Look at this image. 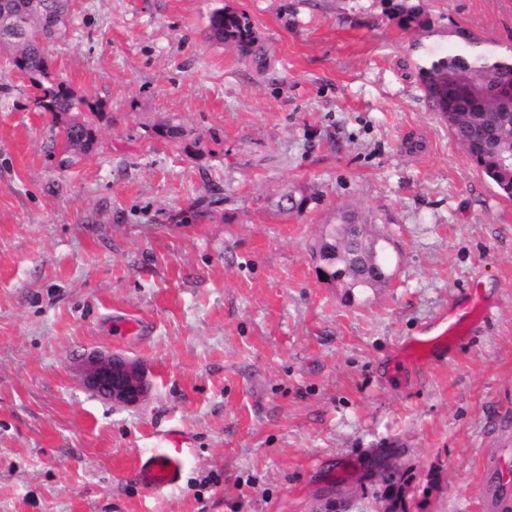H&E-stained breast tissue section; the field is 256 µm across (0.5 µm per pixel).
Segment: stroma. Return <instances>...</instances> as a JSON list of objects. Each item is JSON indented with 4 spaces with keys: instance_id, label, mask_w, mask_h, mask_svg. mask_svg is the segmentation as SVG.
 <instances>
[{
    "instance_id": "stroma-1",
    "label": "stroma",
    "mask_w": 512,
    "mask_h": 512,
    "mask_svg": "<svg viewBox=\"0 0 512 512\" xmlns=\"http://www.w3.org/2000/svg\"><path fill=\"white\" fill-rule=\"evenodd\" d=\"M422 3L413 34L388 0H75L50 74L102 111L68 171L0 50V512H309L382 458L409 512H484L486 460L512 468V199L422 70L452 20L511 48L512 0ZM225 6L264 68L207 38ZM286 191L313 200L285 214ZM344 212L383 245L384 286L320 277L311 246ZM477 292L493 317L469 342L403 358ZM92 352L143 366L138 405L84 387ZM167 433L190 454L156 496L126 473Z\"/></svg>"
}]
</instances>
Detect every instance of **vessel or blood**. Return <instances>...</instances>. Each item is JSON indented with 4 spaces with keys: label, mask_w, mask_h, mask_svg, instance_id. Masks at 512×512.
<instances>
[{
    "label": "vessel or blood",
    "mask_w": 512,
    "mask_h": 512,
    "mask_svg": "<svg viewBox=\"0 0 512 512\" xmlns=\"http://www.w3.org/2000/svg\"><path fill=\"white\" fill-rule=\"evenodd\" d=\"M492 315L486 301L472 297L468 301L452 306L448 310L439 334L424 342H415L408 350L411 359L428 363L438 354L449 351L465 341L471 334L474 324L490 318ZM184 472L183 453L180 450H156L139 458L131 471V479L140 483L145 489L159 492L179 485ZM494 464H486L487 482L484 489L483 507L485 512H507V501L495 495L492 476Z\"/></svg>",
    "instance_id": "vessel-or-blood-1"
}]
</instances>
